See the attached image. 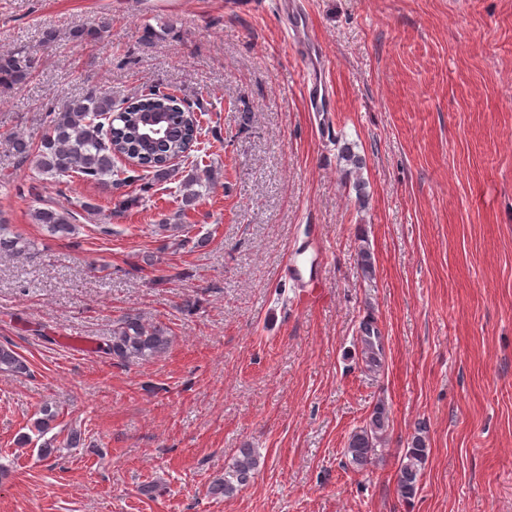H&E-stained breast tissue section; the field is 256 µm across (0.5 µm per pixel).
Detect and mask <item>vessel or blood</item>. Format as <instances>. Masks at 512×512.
<instances>
[{"instance_id": "obj_1", "label": "vessel or blood", "mask_w": 512, "mask_h": 512, "mask_svg": "<svg viewBox=\"0 0 512 512\" xmlns=\"http://www.w3.org/2000/svg\"><path fill=\"white\" fill-rule=\"evenodd\" d=\"M277 5L288 19L294 46L301 54L305 71L310 74L311 83L305 88L308 109L318 117H327L335 109L336 87L323 73L325 60L313 36L308 13L301 0H277Z\"/></svg>"}]
</instances>
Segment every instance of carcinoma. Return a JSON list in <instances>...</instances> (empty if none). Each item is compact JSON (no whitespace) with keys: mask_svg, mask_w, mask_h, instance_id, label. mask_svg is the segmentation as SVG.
Here are the masks:
<instances>
[{"mask_svg":"<svg viewBox=\"0 0 512 512\" xmlns=\"http://www.w3.org/2000/svg\"><path fill=\"white\" fill-rule=\"evenodd\" d=\"M34 60L25 48L0 55V85L17 84L28 77ZM156 109L169 113V134L150 143L140 140L136 123L139 115ZM194 109L180 97L153 90L148 94L116 100L95 90L72 101L66 108L48 114V134L39 150L38 169L51 176H76L94 183L111 182L120 186L127 178L118 177L115 160L126 157L138 164L143 172L156 179L166 178L173 169L170 159L184 152L187 144L196 140L197 120ZM70 213L52 207L34 211V220L60 237L72 232ZM31 243L7 231V221L0 218V251L26 254ZM360 341L368 362L379 365L380 336L368 322L360 326ZM170 344V330L162 324H147L137 315H126L112 328V336L105 354L123 364L148 362L163 354ZM27 367L10 347L0 345V375L26 372ZM41 417L35 422L39 434L50 429V423L59 416L58 408L45 404L39 410ZM388 411L377 406L369 424L353 432L345 449L350 466L359 469L370 460L388 427ZM427 457L424 438L417 433L412 437L406 462L400 467L398 491L404 498L416 492L418 475ZM259 466V455L252 448H242L224 479L215 483V494H230L247 484Z\"/></svg>","mask_w":512,"mask_h":512,"instance_id":"carcinoma-1","label":"carcinoma"}]
</instances>
